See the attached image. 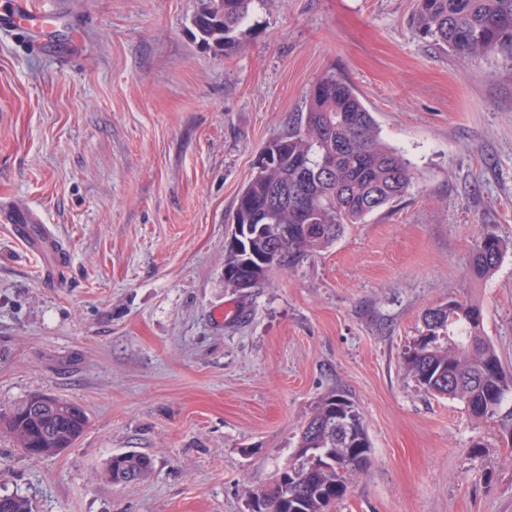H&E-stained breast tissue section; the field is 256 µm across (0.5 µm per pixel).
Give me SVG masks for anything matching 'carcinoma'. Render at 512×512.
Instances as JSON below:
<instances>
[{"mask_svg": "<svg viewBox=\"0 0 512 512\" xmlns=\"http://www.w3.org/2000/svg\"><path fill=\"white\" fill-rule=\"evenodd\" d=\"M265 0H219L192 19L194 36L216 55L235 51L237 32ZM413 26L435 46L476 60L502 50L512 59V0H416ZM272 162L253 174L239 193L232 223L239 233L224 244V283L245 277L257 288L275 269H290L330 246L350 224H360L404 196L412 184L409 162L379 137L376 120L343 78L326 74L313 86L305 112L267 143ZM512 244L493 232L476 244L470 268L492 274ZM278 250L280 261L265 260ZM480 312L457 299L428 309L421 335L404 362L427 393L458 400L475 421L497 419L512 434V374L481 331ZM30 401L0 423L18 447L40 456L75 444L87 428L77 404L56 397L44 412ZM372 441L357 405L336 391L324 398L302 427L288 463L253 494L249 512H333L349 486L371 464ZM153 470L150 456L112 455L106 473L114 484L142 480ZM0 512H31L18 494L0 496Z\"/></svg>", "mask_w": 512, "mask_h": 512, "instance_id": "cac0c4a2", "label": "carcinoma"}]
</instances>
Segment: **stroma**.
I'll return each mask as SVG.
<instances>
[{"instance_id": "stroma-1", "label": "stroma", "mask_w": 512, "mask_h": 512, "mask_svg": "<svg viewBox=\"0 0 512 512\" xmlns=\"http://www.w3.org/2000/svg\"><path fill=\"white\" fill-rule=\"evenodd\" d=\"M33 2L56 52L0 33V201L37 210L68 263L54 285L0 223V415L46 392L89 422L39 459L0 427V495L34 512H248L340 390L373 448L336 512H512V435L425 393L403 360L424 311L457 298L512 374V251L490 277L469 266L483 231L512 240L506 53L431 46L414 0H266L225 56L192 34L199 0ZM329 72L414 185L239 293L224 283L236 198ZM127 451L154 468L112 484Z\"/></svg>"}]
</instances>
